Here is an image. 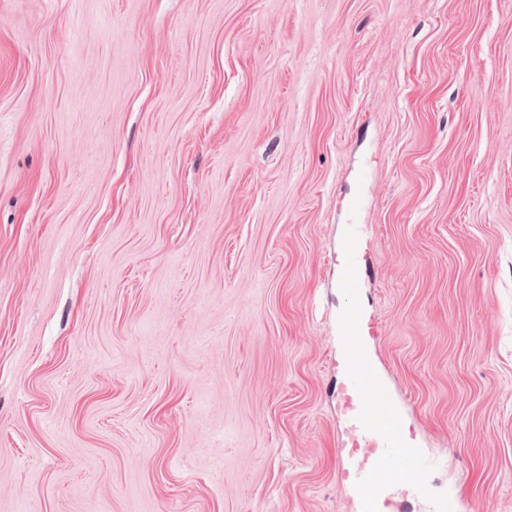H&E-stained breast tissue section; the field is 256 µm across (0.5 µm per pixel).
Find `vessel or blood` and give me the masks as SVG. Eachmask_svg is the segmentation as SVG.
I'll use <instances>...</instances> for the list:
<instances>
[{
    "label": "vessel or blood",
    "instance_id": "vessel-or-blood-1",
    "mask_svg": "<svg viewBox=\"0 0 512 512\" xmlns=\"http://www.w3.org/2000/svg\"><path fill=\"white\" fill-rule=\"evenodd\" d=\"M365 332L358 315H351L344 324L343 333L350 336L352 347L343 362L342 393L347 403L356 405L358 429L363 438L374 441L376 453L385 457L412 456L404 426L394 416L384 415L374 398L372 384L376 374L361 349ZM342 477L359 486L365 512H387L382 497V488L389 481L385 467L346 470Z\"/></svg>",
    "mask_w": 512,
    "mask_h": 512
}]
</instances>
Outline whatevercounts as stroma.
Segmentation results:
<instances>
[{
  "label": "stroma",
  "mask_w": 512,
  "mask_h": 512,
  "mask_svg": "<svg viewBox=\"0 0 512 512\" xmlns=\"http://www.w3.org/2000/svg\"><path fill=\"white\" fill-rule=\"evenodd\" d=\"M353 312L512 512V0H0V512H364Z\"/></svg>",
  "instance_id": "obj_1"
}]
</instances>
